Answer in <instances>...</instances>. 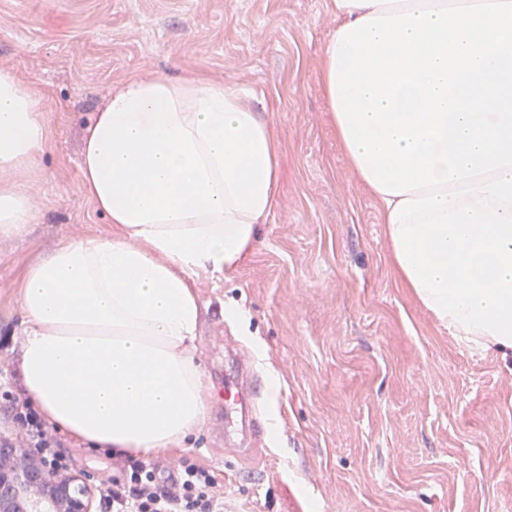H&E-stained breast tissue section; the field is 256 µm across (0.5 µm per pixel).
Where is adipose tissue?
Instances as JSON below:
<instances>
[{"label":"adipose tissue","instance_id":"ef3b65f1","mask_svg":"<svg viewBox=\"0 0 512 512\" xmlns=\"http://www.w3.org/2000/svg\"><path fill=\"white\" fill-rule=\"evenodd\" d=\"M417 0H332L337 27ZM47 139L40 96L0 69V237L34 220L23 186ZM280 144L238 90L132 78L83 142L82 187L120 232L62 243L23 283V375L45 418L96 448L177 447L209 402L194 354L198 274L233 270L277 203Z\"/></svg>","mask_w":512,"mask_h":512}]
</instances>
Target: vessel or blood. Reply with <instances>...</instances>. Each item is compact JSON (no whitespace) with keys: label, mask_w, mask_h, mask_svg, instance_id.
<instances>
[{"label":"vessel or blood","mask_w":512,"mask_h":512,"mask_svg":"<svg viewBox=\"0 0 512 512\" xmlns=\"http://www.w3.org/2000/svg\"><path fill=\"white\" fill-rule=\"evenodd\" d=\"M258 394V381L248 361L235 358L224 374V386L217 396L224 404V438L226 442L245 441L250 427V414Z\"/></svg>","instance_id":"1"}]
</instances>
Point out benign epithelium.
<instances>
[{"mask_svg": "<svg viewBox=\"0 0 512 512\" xmlns=\"http://www.w3.org/2000/svg\"><path fill=\"white\" fill-rule=\"evenodd\" d=\"M0 484L31 502L48 501L47 512H97L91 489L81 476L50 471L31 456L20 465L0 461Z\"/></svg>", "mask_w": 512, "mask_h": 512, "instance_id": "benign-epithelium-1", "label": "benign epithelium"}]
</instances>
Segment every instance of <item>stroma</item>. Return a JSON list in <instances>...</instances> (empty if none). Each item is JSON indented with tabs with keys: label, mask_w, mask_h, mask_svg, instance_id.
I'll return each instance as SVG.
<instances>
[{
	"label": "stroma",
	"mask_w": 512,
	"mask_h": 512,
	"mask_svg": "<svg viewBox=\"0 0 512 512\" xmlns=\"http://www.w3.org/2000/svg\"><path fill=\"white\" fill-rule=\"evenodd\" d=\"M335 27L331 0H0V67L41 94L49 141L27 182L35 222L0 238V379L22 373L28 269L65 240L117 233L82 188L96 112L129 78L198 74L252 95L281 143L258 247L195 288V357L208 379L219 337L249 357L266 459L225 455L212 412L165 458L209 469L224 512H506L512 361L458 341L399 282L378 204L327 120ZM57 437L72 474L111 480L110 451Z\"/></svg>",
	"instance_id": "1"
}]
</instances>
